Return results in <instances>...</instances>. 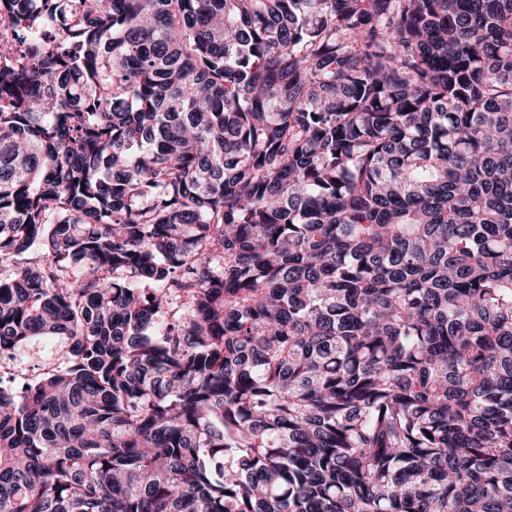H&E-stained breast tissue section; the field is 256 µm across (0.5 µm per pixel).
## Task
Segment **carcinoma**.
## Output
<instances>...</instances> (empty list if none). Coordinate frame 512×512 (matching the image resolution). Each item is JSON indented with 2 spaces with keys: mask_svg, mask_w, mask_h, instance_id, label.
Wrapping results in <instances>:
<instances>
[{
  "mask_svg": "<svg viewBox=\"0 0 512 512\" xmlns=\"http://www.w3.org/2000/svg\"><path fill=\"white\" fill-rule=\"evenodd\" d=\"M0 512H512V0H0ZM63 346L60 340L33 338L14 351L11 363L16 370H23L31 378L40 373L42 364L55 362Z\"/></svg>",
  "mask_w": 512,
  "mask_h": 512,
  "instance_id": "1",
  "label": "carcinoma"
}]
</instances>
